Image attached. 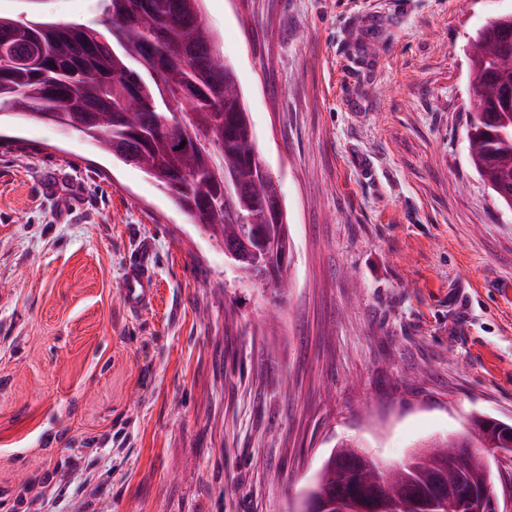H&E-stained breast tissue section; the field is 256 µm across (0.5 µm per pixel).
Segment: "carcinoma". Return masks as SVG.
Returning <instances> with one entry per match:
<instances>
[{
    "instance_id": "cac0c4a2",
    "label": "carcinoma",
    "mask_w": 512,
    "mask_h": 512,
    "mask_svg": "<svg viewBox=\"0 0 512 512\" xmlns=\"http://www.w3.org/2000/svg\"><path fill=\"white\" fill-rule=\"evenodd\" d=\"M99 18L50 21L39 14L21 22L0 16V42L20 48L0 60V120L42 117L84 135L113 160L138 167L169 194L175 206L217 242L259 228L263 240L286 245L288 229L273 222L268 200L277 188L267 179L260 193L224 186L229 173L241 186L260 179L249 115L234 71L224 64L218 37L202 0H100ZM475 35L470 86L477 92L468 135L472 164L497 199L512 209V112L499 111L495 84L500 45ZM212 132L197 148L198 133ZM472 442L457 441L466 456L471 487L496 482L480 457L483 427L472 421ZM448 439L422 444L398 464L402 489L375 498L372 512H430L413 504L426 499L435 476L448 467ZM362 446L340 442L336 459L319 473L322 483L361 499L376 486L375 467H356Z\"/></svg>"
}]
</instances>
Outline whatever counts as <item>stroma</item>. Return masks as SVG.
I'll use <instances>...</instances> for the list:
<instances>
[{
	"label": "stroma",
	"mask_w": 512,
	"mask_h": 512,
	"mask_svg": "<svg viewBox=\"0 0 512 512\" xmlns=\"http://www.w3.org/2000/svg\"><path fill=\"white\" fill-rule=\"evenodd\" d=\"M280 182L272 300L139 169L0 127V512H294L343 439L386 463L512 423V210L476 173L469 45L512 0H204ZM83 22L99 0H0ZM150 253L159 295L123 304ZM158 293L157 281L148 270V257L140 253L128 263L123 284V301L129 310L152 306Z\"/></svg>",
	"instance_id": "1"
}]
</instances>
